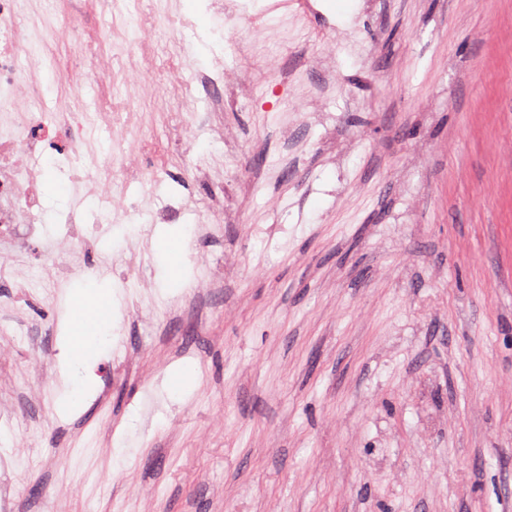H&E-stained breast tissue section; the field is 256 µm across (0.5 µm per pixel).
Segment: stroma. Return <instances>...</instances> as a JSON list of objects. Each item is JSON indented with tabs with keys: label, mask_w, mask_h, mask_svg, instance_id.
<instances>
[{
	"label": "stroma",
	"mask_w": 512,
	"mask_h": 512,
	"mask_svg": "<svg viewBox=\"0 0 512 512\" xmlns=\"http://www.w3.org/2000/svg\"><path fill=\"white\" fill-rule=\"evenodd\" d=\"M33 2L55 32L47 98L93 106L95 85L60 74L107 56L113 25L143 71L108 228L64 156L38 159L42 235L71 277L44 275L25 350L0 357L5 512H512V0H248L260 35L206 0ZM212 31L239 45L238 85L266 89L223 113L230 165L207 113L177 123ZM171 197L188 281L221 264L211 290L168 277L150 219ZM74 205L66 238L51 217ZM88 266L112 288V343L68 408ZM184 365L193 384L171 394Z\"/></svg>",
	"instance_id": "35a3bbf8"
}]
</instances>
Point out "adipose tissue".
I'll return each mask as SVG.
<instances>
[{
	"label": "adipose tissue",
	"instance_id": "obj_1",
	"mask_svg": "<svg viewBox=\"0 0 512 512\" xmlns=\"http://www.w3.org/2000/svg\"><path fill=\"white\" fill-rule=\"evenodd\" d=\"M72 303L85 313L84 319L74 320L71 328L75 338L71 363L77 367L96 357L112 341L109 334L112 325V291L94 284L78 290L72 297Z\"/></svg>",
	"mask_w": 512,
	"mask_h": 512
}]
</instances>
